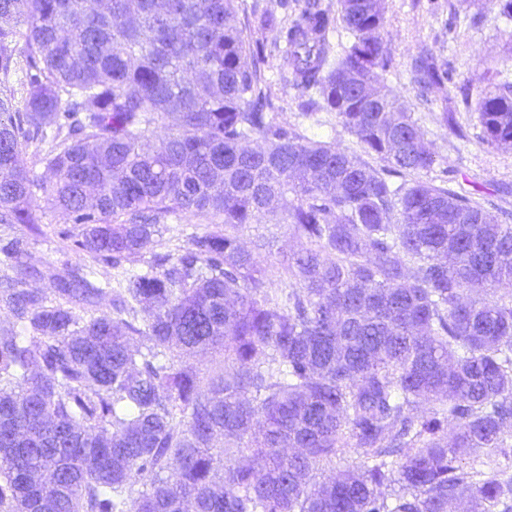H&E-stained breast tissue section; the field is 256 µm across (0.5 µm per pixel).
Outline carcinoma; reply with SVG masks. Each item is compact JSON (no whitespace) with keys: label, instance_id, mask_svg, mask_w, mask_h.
<instances>
[{"label":"carcinoma","instance_id":"cac0c4a2","mask_svg":"<svg viewBox=\"0 0 512 512\" xmlns=\"http://www.w3.org/2000/svg\"><path fill=\"white\" fill-rule=\"evenodd\" d=\"M234 2L0 0V224L40 223L41 191L84 262L49 294L0 238V512H512V225L414 178L437 155L412 112L368 100L393 66L380 0L281 27L301 115L336 113L378 166L265 111ZM414 69L448 100L433 56ZM461 94L511 148L512 84ZM185 214L213 228L156 251ZM265 218L304 243L284 297L240 241ZM346 448L362 463L312 487Z\"/></svg>","mask_w":512,"mask_h":512}]
</instances>
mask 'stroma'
<instances>
[{
    "label": "stroma",
    "instance_id": "stroma-1",
    "mask_svg": "<svg viewBox=\"0 0 512 512\" xmlns=\"http://www.w3.org/2000/svg\"><path fill=\"white\" fill-rule=\"evenodd\" d=\"M240 25L250 26L255 39L264 45V73L269 82L272 112L277 122L298 124L299 90L284 81L282 47L278 25L287 21L290 12L278 0H239ZM387 21L385 47L393 67L378 85L389 96L399 97L413 113L423 132L424 143L438 156L428 181L447 179L449 188L474 197L493 212L500 223L512 224V149L486 142L477 112L461 101V86L478 83L485 73L495 75L496 82H512V21L497 10L467 5L466 0H382ZM274 13L278 23L258 27L262 13ZM424 53L433 54L448 71V95L423 94L414 79V62ZM452 114L451 126L440 121L442 110ZM41 234H30L27 225H13L15 234L28 239L25 262L35 269L27 280L28 287L51 290L50 271L80 264L66 242L55 234L63 216L55 211L46 196H39ZM268 245L261 252L267 270L266 286L270 292L288 290L289 280L282 268L300 242L284 224H253L242 240L253 246L257 237Z\"/></svg>",
    "mask_w": 512,
    "mask_h": 512
}]
</instances>
